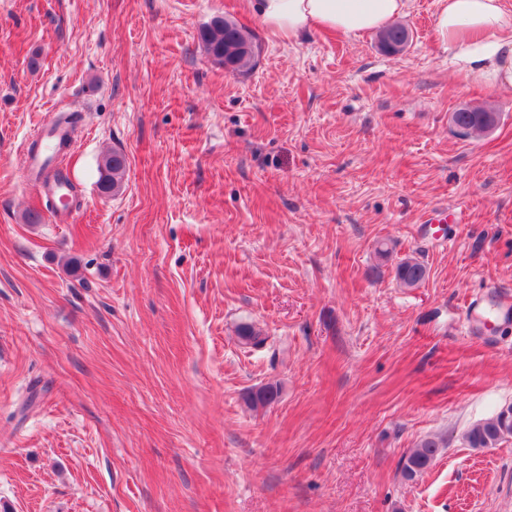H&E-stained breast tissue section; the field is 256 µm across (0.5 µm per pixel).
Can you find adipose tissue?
I'll return each instance as SVG.
<instances>
[{
    "instance_id": "obj_1",
    "label": "adipose tissue",
    "mask_w": 512,
    "mask_h": 512,
    "mask_svg": "<svg viewBox=\"0 0 512 512\" xmlns=\"http://www.w3.org/2000/svg\"><path fill=\"white\" fill-rule=\"evenodd\" d=\"M410 0H246L276 35L324 30L357 38L406 14ZM436 28L448 42V65L490 88L512 86V8L505 0H438Z\"/></svg>"
}]
</instances>
